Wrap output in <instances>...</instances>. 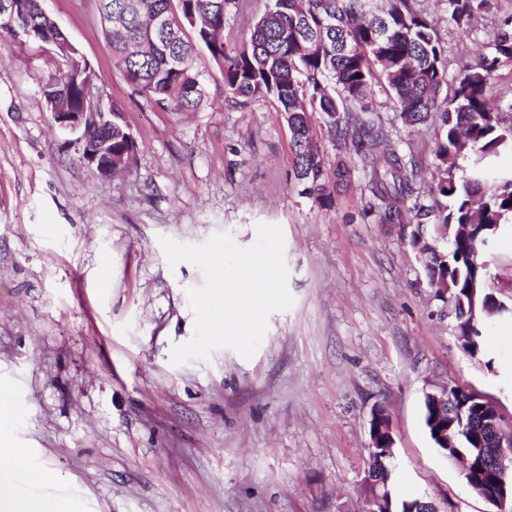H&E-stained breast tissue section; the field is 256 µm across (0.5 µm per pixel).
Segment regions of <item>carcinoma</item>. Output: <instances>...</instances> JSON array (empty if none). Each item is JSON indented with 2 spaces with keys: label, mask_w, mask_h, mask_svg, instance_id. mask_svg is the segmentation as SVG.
I'll return each mask as SVG.
<instances>
[{
  "label": "carcinoma",
  "mask_w": 512,
  "mask_h": 512,
  "mask_svg": "<svg viewBox=\"0 0 512 512\" xmlns=\"http://www.w3.org/2000/svg\"><path fill=\"white\" fill-rule=\"evenodd\" d=\"M13 22L0 24V46L19 35L43 48L55 49L65 33L43 11L41 0H6ZM99 16L112 57L134 91L162 111L181 114L209 99L198 64L207 53L223 74L224 96L244 101H275L291 132L293 173L300 193L325 204L351 176L339 163L326 168L311 135L309 113L351 140L367 178L366 214L401 224L405 216L436 225L450 239L448 252L426 247L429 285L447 292L457 321L458 337L473 359L485 356L480 329L483 319H512V311L492 293H484V309L470 323L463 305L476 282L484 285L486 268L476 260L481 246L512 234V165L498 161L512 155V90L498 108L485 91L500 67L512 65V16L492 37L490 54L463 66L448 85L447 48L431 20L412 0H381L367 13L364 0H270L250 28L244 48L230 55L221 34L235 0H98ZM490 0H446L448 20L464 31ZM168 18V30L149 32L155 14ZM88 68L73 64L59 69L43 85L44 97L61 100L62 111L83 107ZM385 80L402 123L435 132L438 182L429 192L419 183L418 164L391 141L373 118L365 100L374 83ZM97 111L112 113V125L90 132L112 141V174L131 172L137 143L123 108L98 89ZM469 155L460 170L459 158ZM432 203H427V199ZM452 409L442 412L423 402L426 430L443 455L461 463L466 487L498 491L495 475L474 457L488 447L483 425L484 396L458 384L449 385ZM455 434V447H441L437 433Z\"/></svg>",
  "instance_id": "cac0c4a2"
}]
</instances>
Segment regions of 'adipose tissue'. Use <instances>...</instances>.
Here are the masks:
<instances>
[{
	"label": "adipose tissue",
	"instance_id": "obj_1",
	"mask_svg": "<svg viewBox=\"0 0 512 512\" xmlns=\"http://www.w3.org/2000/svg\"><path fill=\"white\" fill-rule=\"evenodd\" d=\"M10 396V388L0 386V512H68L62 501L24 494L15 487L16 474L28 469V454L9 434L13 423Z\"/></svg>",
	"mask_w": 512,
	"mask_h": 512
}]
</instances>
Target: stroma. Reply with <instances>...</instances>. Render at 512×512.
<instances>
[{
  "mask_svg": "<svg viewBox=\"0 0 512 512\" xmlns=\"http://www.w3.org/2000/svg\"><path fill=\"white\" fill-rule=\"evenodd\" d=\"M268 0H239L224 28L240 49ZM97 0H45L124 110L136 142L129 174L101 179L53 126L42 86L53 51L0 47V385L12 390L24 491L67 497L73 512H357L375 406L391 414L400 496L487 512L443 457L421 416L425 392L476 388L512 415V323L483 327L493 369L457 340L454 308L427 284L411 243L417 220L365 215L364 172L351 142L312 115L328 167L353 168L324 205L294 184L291 133L276 102L225 99L200 54L211 104L177 115L137 95L109 51ZM448 47V75L489 52L512 0H493L467 31L442 0H418ZM372 117L424 179L432 127L408 129L382 84ZM285 239L291 308L271 315L251 359L230 349L172 364L194 334L188 289L202 272L169 268L160 237L197 244L226 234L252 245L256 225ZM487 291L512 303V237L485 253Z\"/></svg>",
  "mask_w": 512,
  "mask_h": 512,
  "instance_id": "obj_1",
  "label": "stroma"
}]
</instances>
